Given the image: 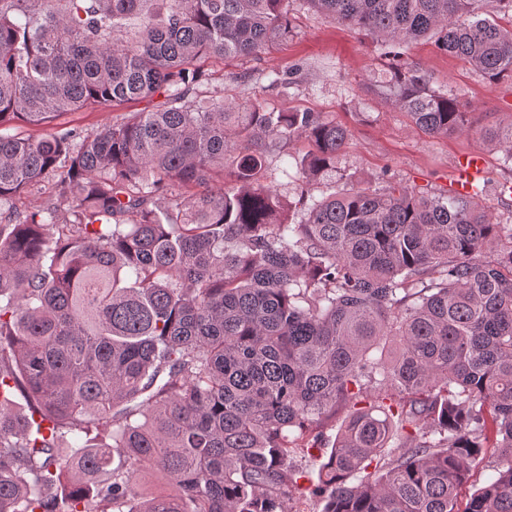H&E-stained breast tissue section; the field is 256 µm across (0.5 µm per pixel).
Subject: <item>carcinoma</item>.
Listing matches in <instances>:
<instances>
[{"label":"carcinoma","mask_w":512,"mask_h":512,"mask_svg":"<svg viewBox=\"0 0 512 512\" xmlns=\"http://www.w3.org/2000/svg\"><path fill=\"white\" fill-rule=\"evenodd\" d=\"M304 2L395 61L387 99L429 135L471 128L409 44L512 78V0ZM292 32L288 0H0V129L163 97L0 132V512H290L292 456L338 415L322 512H512V225L480 190L354 183L320 112L197 89V60ZM478 134L512 161V126ZM286 158L337 190L287 200ZM161 98L143 99L140 101L114 106L112 109H84L60 116L54 125L78 127L87 130H98L103 126L121 121L129 112H151L157 109ZM497 454L493 449L471 466L468 482L461 488L460 497L464 499L477 488L484 485L490 473L491 466L496 464Z\"/></svg>","instance_id":"1"}]
</instances>
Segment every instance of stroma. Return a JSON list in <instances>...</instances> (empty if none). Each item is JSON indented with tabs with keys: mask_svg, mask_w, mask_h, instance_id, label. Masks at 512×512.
<instances>
[{
	"mask_svg": "<svg viewBox=\"0 0 512 512\" xmlns=\"http://www.w3.org/2000/svg\"><path fill=\"white\" fill-rule=\"evenodd\" d=\"M290 9L295 17L292 35L259 57L199 60L200 90L217 101L257 100L271 108L320 112L344 124L351 139L340 164L366 185L385 180L419 194L441 193L448 189L458 157L479 152L486 161L487 181L481 203L495 223L512 222V196L497 191L498 185H512V167L504 164L503 152L476 135L480 129L512 124V79L488 81L428 42L412 47L411 59L430 76L434 88L462 102L473 129L469 135L430 136L386 103L381 61L370 38L309 9L303 0H290ZM272 70L290 80L287 93L269 88L267 74ZM157 106V100L143 99L84 109L60 116L57 123L98 130Z\"/></svg>",
	"mask_w": 512,
	"mask_h": 512,
	"instance_id": "obj_1",
	"label": "stroma"
}]
</instances>
